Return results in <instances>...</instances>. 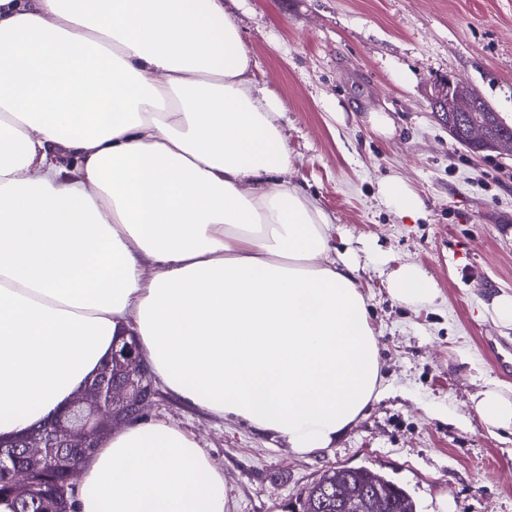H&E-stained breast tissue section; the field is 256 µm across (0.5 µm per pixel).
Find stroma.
I'll return each mask as SVG.
<instances>
[{
	"label": "stroma",
	"mask_w": 512,
	"mask_h": 512,
	"mask_svg": "<svg viewBox=\"0 0 512 512\" xmlns=\"http://www.w3.org/2000/svg\"><path fill=\"white\" fill-rule=\"evenodd\" d=\"M258 86L281 102L288 180L331 220L357 262L385 397L336 443L294 453L285 439L192 407L159 389L145 419L196 438L223 473L227 512H288L324 471L364 466L403 487L419 512H512V432L471 409L494 381L512 399L497 350L512 325L491 302L512 295V157L477 156L439 122V83L462 80L512 125V0H224ZM387 112L393 134L368 113ZM400 178L410 215L378 186ZM411 262L437 297L406 306L386 275ZM380 197L383 203L404 213H416L422 206L421 199L404 182L387 178L380 183Z\"/></svg>",
	"instance_id": "obj_1"
}]
</instances>
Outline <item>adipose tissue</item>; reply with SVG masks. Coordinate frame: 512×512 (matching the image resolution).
<instances>
[{
  "mask_svg": "<svg viewBox=\"0 0 512 512\" xmlns=\"http://www.w3.org/2000/svg\"><path fill=\"white\" fill-rule=\"evenodd\" d=\"M281 102L224 0H0V439L48 422L134 335L211 414L328 448L380 397L367 300L291 186ZM393 299L433 303L412 263ZM79 512H226L165 420L118 427Z\"/></svg>",
  "mask_w": 512,
  "mask_h": 512,
  "instance_id": "1",
  "label": "adipose tissue"
}]
</instances>
